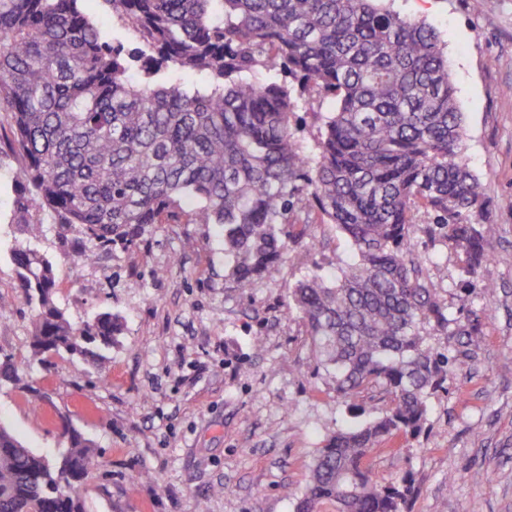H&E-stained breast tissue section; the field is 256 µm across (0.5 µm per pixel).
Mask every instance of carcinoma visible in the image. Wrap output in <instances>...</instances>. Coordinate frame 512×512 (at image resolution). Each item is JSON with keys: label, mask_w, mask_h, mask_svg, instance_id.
<instances>
[{"label": "carcinoma", "mask_w": 512, "mask_h": 512, "mask_svg": "<svg viewBox=\"0 0 512 512\" xmlns=\"http://www.w3.org/2000/svg\"><path fill=\"white\" fill-rule=\"evenodd\" d=\"M376 2L104 0L135 37L126 54L78 0H0V153L22 163L17 223L35 205L80 227L84 264L151 224H215L236 288L286 260L312 265L303 238L314 218L348 240L354 262L339 276L288 289L314 376L357 419L317 449L294 512H407L411 482H378L370 457L421 433L455 352L482 334L448 312L411 244L424 209L468 281L495 231L473 220L485 190L462 157L445 45L431 25ZM160 71L164 84L153 81ZM283 75L334 100L313 160L292 130ZM12 261L36 309L33 356L94 360L122 334L112 312L66 317L46 256L18 248ZM438 335L446 341L430 344ZM365 392L383 406L358 403ZM67 443L50 459L0 426V512H83L74 490L100 456L75 429Z\"/></svg>", "instance_id": "1"}]
</instances>
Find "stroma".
Masks as SVG:
<instances>
[{
	"instance_id": "35a3bbf8",
	"label": "stroma",
	"mask_w": 512,
	"mask_h": 512,
	"mask_svg": "<svg viewBox=\"0 0 512 512\" xmlns=\"http://www.w3.org/2000/svg\"><path fill=\"white\" fill-rule=\"evenodd\" d=\"M392 0L391 9L438 29L464 115L463 155L485 184L476 221L496 232L478 280L463 285L457 258L419 215L412 244L449 309L464 307L483 331L462 348L448 387L430 400L416 439L376 456V480L410 471L411 512H512V0ZM295 136L316 157L329 100L288 82ZM21 177L0 154V361L10 360L48 396L34 416L23 389L0 387V425L34 452L53 457L68 429L91 439L101 465L82 492L85 512H293L283 487L301 491L326 436L349 423L346 402L316 386L302 324L287 293L306 269L284 264L250 288L225 279L222 233L211 224H152L135 240L98 247L75 261L77 228L33 206L16 223ZM305 242L313 271L332 276L352 258L346 238L314 224ZM51 258L57 305L74 323L103 311L124 331L92 364L66 355L31 358L34 312L19 296L16 248ZM466 303H459V289ZM459 480L449 484V473Z\"/></svg>"
}]
</instances>
